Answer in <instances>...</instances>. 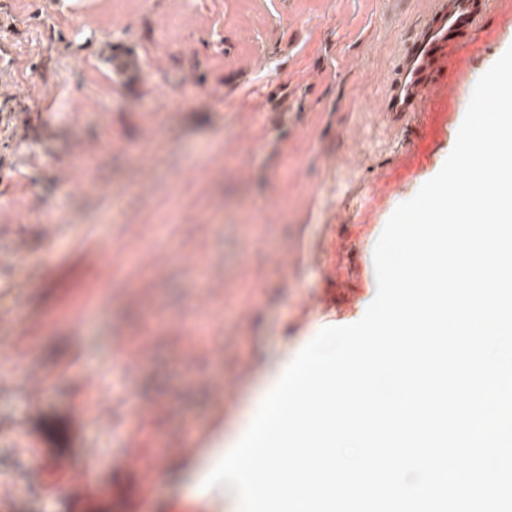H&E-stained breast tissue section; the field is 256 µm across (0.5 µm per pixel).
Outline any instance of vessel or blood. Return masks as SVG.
<instances>
[{
    "label": "vessel or blood",
    "mask_w": 512,
    "mask_h": 512,
    "mask_svg": "<svg viewBox=\"0 0 512 512\" xmlns=\"http://www.w3.org/2000/svg\"><path fill=\"white\" fill-rule=\"evenodd\" d=\"M495 0H435L421 31L406 45L395 70L385 109L419 117L422 130H431L441 113L451 111L463 84L464 58L476 35L483 29L486 15ZM115 82L138 80L144 69L139 56L122 44L103 54ZM93 265L55 263L43 276V285L69 293L87 287L98 268L112 259L109 244L95 246ZM86 412H46L40 417L36 436L50 466L69 473V482L83 483L81 472L71 469L70 458L79 447Z\"/></svg>",
    "instance_id": "obj_1"
}]
</instances>
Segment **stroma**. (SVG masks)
<instances>
[{
  "label": "stroma",
  "mask_w": 512,
  "mask_h": 512,
  "mask_svg": "<svg viewBox=\"0 0 512 512\" xmlns=\"http://www.w3.org/2000/svg\"><path fill=\"white\" fill-rule=\"evenodd\" d=\"M429 6L0 0V345L21 351L0 371V512H118V489L128 512H175L188 462L252 406L257 372L363 317L375 244L440 171L470 100L426 135L383 110ZM108 42L144 56L139 83L99 64ZM511 46L512 18L489 13L468 85ZM91 234L111 264L54 302L46 267ZM126 343L145 351L115 365ZM82 406L99 422L74 454L94 474L79 505L27 432ZM161 453L169 479L142 482Z\"/></svg>",
  "instance_id": "stroma-1"
}]
</instances>
